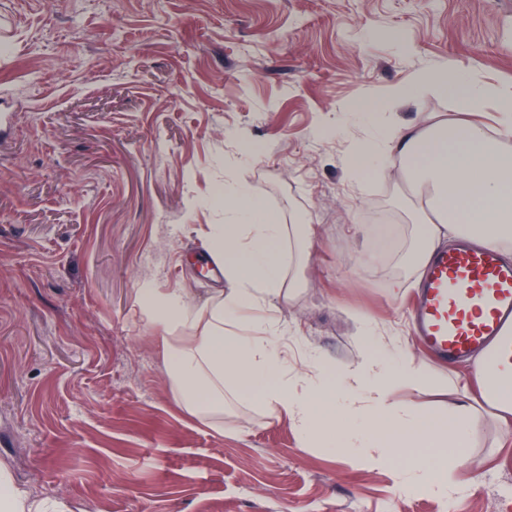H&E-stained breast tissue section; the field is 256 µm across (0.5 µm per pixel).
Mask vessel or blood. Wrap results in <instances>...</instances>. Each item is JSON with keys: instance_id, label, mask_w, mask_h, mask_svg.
Returning a JSON list of instances; mask_svg holds the SVG:
<instances>
[{"instance_id": "vessel-or-blood-1", "label": "vessel or blood", "mask_w": 512, "mask_h": 512, "mask_svg": "<svg viewBox=\"0 0 512 512\" xmlns=\"http://www.w3.org/2000/svg\"><path fill=\"white\" fill-rule=\"evenodd\" d=\"M414 308L416 334L434 357L470 359L512 335V265L489 247L436 253Z\"/></svg>"}]
</instances>
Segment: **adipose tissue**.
<instances>
[{
  "instance_id": "ef3b65f1",
  "label": "adipose tissue",
  "mask_w": 512,
  "mask_h": 512,
  "mask_svg": "<svg viewBox=\"0 0 512 512\" xmlns=\"http://www.w3.org/2000/svg\"><path fill=\"white\" fill-rule=\"evenodd\" d=\"M430 83L455 99L461 120L383 130L354 152L352 167L381 168L388 148L398 150L400 174L421 190L429 214L415 236L416 263L457 239L497 247L512 260V150L502 144L512 136V89L482 86L459 73L433 83L423 74L392 97L403 100ZM488 99L500 115L495 127L466 120ZM223 197L224 221L211 225L209 245L227 289L201 308L179 292L147 285L139 290L153 328L164 334L165 371L177 406L220 430L229 396L287 417L302 447L337 449L369 467L394 461L400 488L420 483L439 498L456 492L468 480L458 451L471 442L469 406H451L437 419L396 395L404 387L474 390L500 422H512V342L497 343L466 376L446 379L378 336L363 318L366 353L358 363L337 370L310 353L300 370L289 371L281 346L287 327L272 323L267 335H255L250 312L282 295L287 264L301 261L310 227L282 223L247 185L225 189ZM58 509V503L31 497L0 467V512Z\"/></svg>"
}]
</instances>
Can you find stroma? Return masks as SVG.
Instances as JSON below:
<instances>
[{"mask_svg":"<svg viewBox=\"0 0 512 512\" xmlns=\"http://www.w3.org/2000/svg\"><path fill=\"white\" fill-rule=\"evenodd\" d=\"M443 68L512 87V0H0V465L15 483L65 512H512V431L485 405L476 485L448 501L300 447L259 409L228 403L220 431L190 418L138 294L200 304L224 287L206 259L213 194L243 183L314 230L299 288L275 302L289 367L307 347L355 361L366 314L451 375L407 320L420 217L400 159L350 167L384 128L457 119L431 86L388 101ZM383 217L399 243L375 258L361 230Z\"/></svg>","mask_w":512,"mask_h":512,"instance_id":"1","label":"stroma"}]
</instances>
